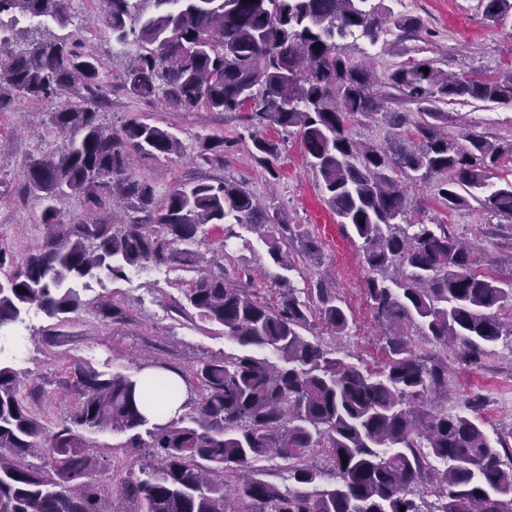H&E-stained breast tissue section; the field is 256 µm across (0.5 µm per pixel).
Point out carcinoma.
<instances>
[{"label": "carcinoma", "instance_id": "1", "mask_svg": "<svg viewBox=\"0 0 512 512\" xmlns=\"http://www.w3.org/2000/svg\"><path fill=\"white\" fill-rule=\"evenodd\" d=\"M102 21L120 49L136 48L124 89L173 110L205 106L240 112L255 129L250 153L277 175L280 144L267 127L299 131L309 165L321 178L324 202L343 228L362 240L369 275L366 293L385 328L384 360L372 369L353 364L315 336L316 322L343 336L349 316L336 289L320 280L301 299L287 276L277 277L269 305L224 277L204 272L201 233L210 225L274 230L273 263L294 269L284 246L298 240L314 261L317 242L281 212L260 206L229 180L197 181L158 193L134 179L131 157L160 159L185 152L181 139L149 118L103 127L100 60L62 37L22 41L0 24V112L23 99L44 101L56 130L68 136L58 154L25 164L27 185L42 206L45 234L15 270L14 253L0 246V332L35 305L64 323L82 305L73 285L104 273L123 279L130 269L176 264L198 272L184 291L204 322L247 349L208 360L192 376L160 364L200 388L194 413L164 423L141 411L135 375L71 367L77 394L68 419L52 422L23 399L18 371L0 348V512H512V430L491 439L476 417L432 407L448 397V346L477 365L506 334L501 311L512 308V277L477 269L474 248L446 224H408L411 201L399 176L428 183L450 211L474 201L494 216L512 217V180L494 186L490 170L512 159V141L483 133H448L443 107L468 100L512 104V76L450 73L434 60L401 65L376 81L339 41L376 45L394 29L418 31V19L388 0H101ZM68 0H0V14L67 21ZM484 19H512V0H480ZM429 72H424V69ZM65 94L82 99L76 105ZM417 105L416 118L385 112L384 100ZM389 118L413 125L418 144L396 136L389 147L354 139L359 120ZM194 159L224 166V138L197 137ZM82 199L84 214L66 218L56 201ZM121 201L128 220L102 215ZM269 350L256 356L249 350ZM127 432L131 448L151 459L116 487L90 480L96 467L86 435ZM315 453L329 466L309 461ZM348 463H342L341 456ZM41 456L52 465H36ZM280 459V481L263 460ZM426 489L435 496H419Z\"/></svg>", "mask_w": 512, "mask_h": 512}]
</instances>
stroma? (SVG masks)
I'll list each match as a JSON object with an SVG mask.
<instances>
[{"label":"stroma","mask_w":512,"mask_h":512,"mask_svg":"<svg viewBox=\"0 0 512 512\" xmlns=\"http://www.w3.org/2000/svg\"><path fill=\"white\" fill-rule=\"evenodd\" d=\"M397 9L420 18L422 30L403 37L390 32L372 49L360 40L347 43L352 56L368 57L378 76H385L398 65L426 58L437 60L442 68L476 76L512 75V23H486L479 0H400ZM100 14L99 0H68L66 25L45 18L36 24H19L16 32L28 39L45 33L76 38L85 51L100 58L103 88L98 112L103 125L118 127L147 115L185 144L187 152L179 157L162 161L134 157L129 166L132 177L152 180L161 192L201 179L237 182L263 205L286 213L291 223L316 239L321 246V258L316 263L300 256L297 245H289V252L295 256L289 278L299 289L326 277L333 280L337 293L350 306L353 320L346 336L339 339L320 326L315 332L324 344L347 355L350 362L375 366L383 358V328L367 301L361 242L337 224L324 203L320 179L309 165L298 132L266 129V136L279 142L281 148L278 174L273 177L252 157L251 129L240 113L213 112L203 106L181 112L131 99L123 88L130 57L113 48ZM447 110L454 117L449 133L473 127L490 139L512 140V105L471 101L449 104ZM198 134H216L229 141L223 166L192 161L189 150ZM1 143L6 146L7 159L0 163V179L8 184L9 191L0 195V245L13 250L21 261L45 233L41 207L33 193L23 189L24 165L30 158L63 150L67 141L52 126L48 106L26 100L19 102L14 111L0 112ZM407 188L412 199L408 223L449 225L454 235L478 245L481 271L512 276V218L490 216L475 207L451 212L433 185L411 182ZM207 238L209 271L223 272L262 300H276L279 269L259 233L228 224L219 231L209 230ZM190 278V272L175 266L166 277L147 269L130 272L124 279L87 280L78 288L80 309L72 313L69 324L56 328L57 341L53 344L45 338L46 330L54 328L52 319L42 311L30 310L25 317L29 327L26 347L14 366L26 375L29 388L41 390L39 412L54 421L70 413L69 368L77 361H87L101 371L130 374L152 368L159 361L188 373L210 358L242 354V347L225 338L220 327L196 315L182 316L174 311ZM103 297L122 309L123 320L101 318L96 305ZM475 396L483 400L476 416L489 436L512 428V338L502 337L492 345L477 369L460 361L458 347H449L448 398L441 401V408L452 414L464 411ZM126 440V434L110 431L91 435L92 454L98 460L94 482L110 485L119 481V472L112 469L113 461L139 467L145 451L126 447Z\"/></svg>","instance_id":"35a3bbf8"}]
</instances>
